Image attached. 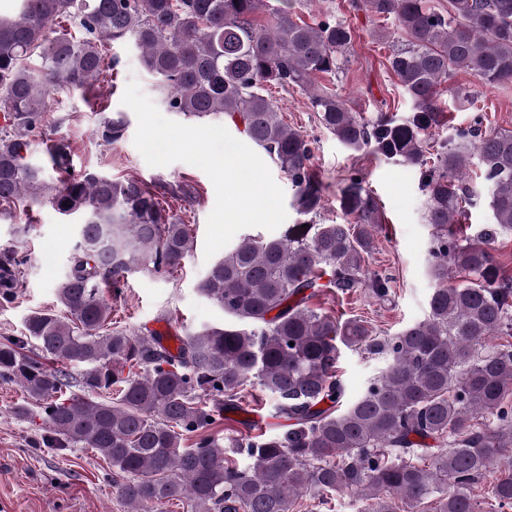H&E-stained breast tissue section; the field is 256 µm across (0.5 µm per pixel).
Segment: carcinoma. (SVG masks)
<instances>
[{
  "mask_svg": "<svg viewBox=\"0 0 512 512\" xmlns=\"http://www.w3.org/2000/svg\"><path fill=\"white\" fill-rule=\"evenodd\" d=\"M19 2L15 16H0V219L40 204L80 219L57 284L64 314L37 311L22 335L0 340V383H19L44 413L41 443L96 449L123 479L127 512H167L174 500L187 512H295L303 495L339 491L356 495L359 512H478L474 487L490 471L486 498L512 507V273L488 247L512 235V130L484 128L479 117L448 129L433 160L424 154L444 119L442 84L479 112L459 71L512 83V0H365L401 33L387 68L412 116L367 121L327 86L310 97L346 149L418 167L427 192L429 311L383 341L360 319L308 305L324 287L349 294L366 284L388 295L387 280L366 278L377 199L353 175L336 192L344 223H318L325 188L310 143L269 96L272 86L306 91L318 76L336 80L355 39L345 20L329 13L308 23L288 5L262 24L263 0ZM123 41L140 51L166 111L223 115L262 149L288 176L299 216L278 238L244 237L210 267L198 291L236 323L175 335L173 348L111 328L112 300L130 274L171 273L189 255V225L169 199L190 202L191 189L70 173L65 137L45 144L44 164L24 156L26 137L46 126L50 94L90 95L119 65L108 45ZM125 130L111 118L97 134L112 145ZM472 156L493 224L463 244L453 224ZM28 261L0 251V306L14 301ZM492 336L511 340L488 347ZM343 346L387 362L339 413ZM254 384L288 430L226 450L216 428ZM428 439L445 447L426 448Z\"/></svg>",
  "mask_w": 512,
  "mask_h": 512,
  "instance_id": "carcinoma-1",
  "label": "carcinoma"
}]
</instances>
